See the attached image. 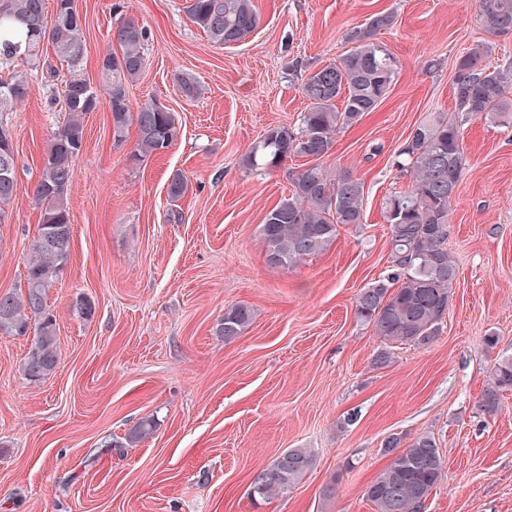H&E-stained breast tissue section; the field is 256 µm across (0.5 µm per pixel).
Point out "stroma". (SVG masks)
Here are the masks:
<instances>
[{
    "mask_svg": "<svg viewBox=\"0 0 512 512\" xmlns=\"http://www.w3.org/2000/svg\"><path fill=\"white\" fill-rule=\"evenodd\" d=\"M259 28L214 44L188 0H76L85 19L81 73L99 84L100 59L119 52L116 28L147 30L132 103L173 112L179 134L163 154L134 160L135 132L112 135L107 104L87 114L69 191L73 228L63 279L48 293L59 362L31 383L20 365L31 339L0 335V507L5 512H373L364 491L387 464L384 439L431 433L445 466L425 512H512V392L487 416L478 400L500 355H512V124L462 127L465 169L449 217L457 282L443 328L426 346L394 347L355 317V296L386 274V199L407 188L394 166L412 128L455 113L457 58L489 41L491 64L512 63V36L487 39L477 0H256ZM398 61L386 98L336 137L322 158L364 185V224L341 228L325 253L290 268L266 261L265 214L309 164L248 169L250 146L275 126L298 127L312 70L339 62L344 35L376 14ZM30 92L8 112L21 190L0 222V292L24 285L40 210L31 191L42 152L64 118L68 77L52 48L0 66ZM201 88L186 98L180 77ZM183 173L189 190L170 199ZM95 306L91 319L77 299ZM245 305L249 327L215 334ZM496 334V350L484 338ZM156 428L131 445L145 417ZM308 448L314 465L287 494L251 493L257 470ZM333 496H326V489ZM251 310L245 305L228 308L224 317L218 321L215 333L230 343L240 336L251 323Z\"/></svg>",
    "mask_w": 512,
    "mask_h": 512,
    "instance_id": "35a3bbf8",
    "label": "stroma"
}]
</instances>
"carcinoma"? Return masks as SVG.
Listing matches in <instances>:
<instances>
[{
  "mask_svg": "<svg viewBox=\"0 0 512 512\" xmlns=\"http://www.w3.org/2000/svg\"><path fill=\"white\" fill-rule=\"evenodd\" d=\"M71 4L73 0H56V10L50 15L45 0H0V64L36 57L47 42L71 72L64 95L67 117L44 149L33 190L41 221L26 260L24 289L0 293V335L23 336L34 330L21 362L23 376L31 382L48 378L59 361L56 318L47 293L63 278L70 258L68 192L75 158L83 149L85 116L106 102L114 138L120 140L129 127L135 128L138 160L163 153L178 135L170 112L151 102L135 107L129 99V85L145 67V27L133 16L119 22L121 53L102 59L101 83L94 87L80 74L85 58V20ZM187 9L191 21L213 43L224 46L244 39L261 21L255 0H189ZM477 20L491 37L511 34L512 0H478ZM392 24L393 16L378 14L366 25L350 29L345 34L352 44L350 52L337 63L313 70L301 85V93L310 101L301 126L269 128L246 153L244 164L251 170H274L291 156L315 161L297 171L291 194L263 219L260 237L269 264L293 267L328 251L340 228L364 223L363 183L348 172L331 176L317 161L332 153L338 133L375 111L392 87L397 61L377 38ZM489 49L486 42L477 44L456 61L453 93L457 117L431 114L413 127L394 162L409 176V186L386 202L390 269L355 297L357 320L371 327L387 345L375 357L378 365L389 362V346H426L441 333L457 277L448 234L451 206L464 169L460 127L477 118L512 121V65L485 63ZM28 93L25 76L0 77V114L23 102ZM188 188L187 178L176 173L168 184V195L180 199ZM49 232L59 236L61 245L43 242ZM251 319L247 306L231 307L218 321L215 333L230 343ZM507 392H512V357L502 356L490 371L479 410L496 414ZM155 427L154 419H142L128 434V442L144 441ZM383 448L389 462L364 492L374 512H423L444 467L435 437L425 432L408 440L392 434ZM313 464L308 449L290 448L253 477L251 491L263 498L285 493Z\"/></svg>",
  "mask_w": 512,
  "mask_h": 512,
  "instance_id": "carcinoma-1",
  "label": "carcinoma"
}]
</instances>
